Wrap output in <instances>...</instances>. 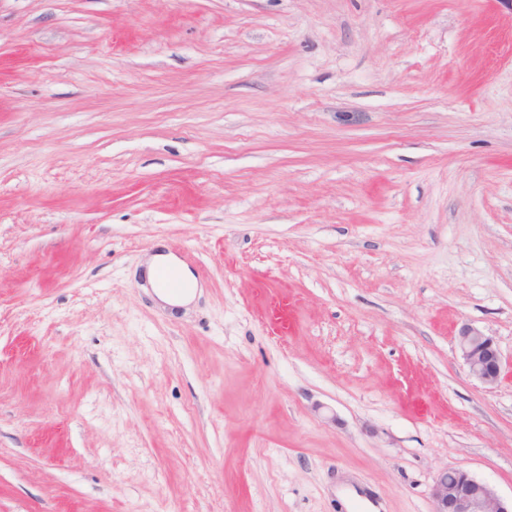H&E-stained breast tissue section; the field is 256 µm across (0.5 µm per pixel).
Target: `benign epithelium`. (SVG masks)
I'll return each mask as SVG.
<instances>
[{
    "label": "benign epithelium",
    "instance_id": "7a95c632",
    "mask_svg": "<svg viewBox=\"0 0 512 512\" xmlns=\"http://www.w3.org/2000/svg\"><path fill=\"white\" fill-rule=\"evenodd\" d=\"M460 356L469 374L485 388L501 383L507 369L493 339L481 330L464 325L456 336ZM432 512H512V504L494 489L463 469L438 472L431 489Z\"/></svg>",
    "mask_w": 512,
    "mask_h": 512
}]
</instances>
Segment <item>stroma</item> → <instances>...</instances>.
<instances>
[{"instance_id":"stroma-1","label":"stroma","mask_w":512,"mask_h":512,"mask_svg":"<svg viewBox=\"0 0 512 512\" xmlns=\"http://www.w3.org/2000/svg\"><path fill=\"white\" fill-rule=\"evenodd\" d=\"M466 324L512 363V0H0V512L511 500ZM162 267L173 270L182 280L187 290L180 295H172L164 290L158 282V272ZM148 278L159 299L167 304L184 306L191 303L196 296L198 288L196 279L170 253L159 252L151 258L148 266ZM438 472L431 489L432 512H511L510 505L497 496L494 489L463 469Z\"/></svg>"}]
</instances>
